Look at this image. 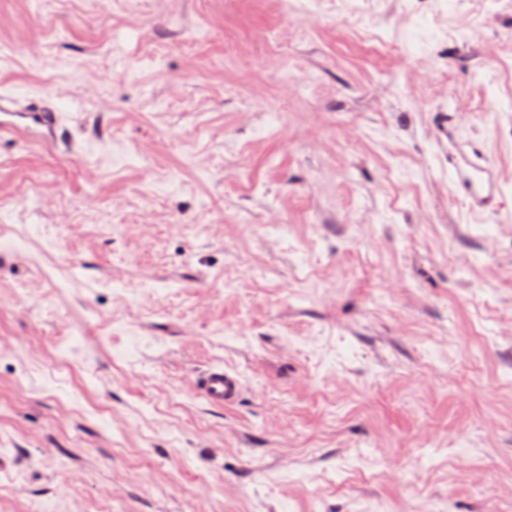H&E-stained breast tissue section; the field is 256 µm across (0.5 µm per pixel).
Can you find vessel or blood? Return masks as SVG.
I'll use <instances>...</instances> for the list:
<instances>
[{"mask_svg": "<svg viewBox=\"0 0 512 512\" xmlns=\"http://www.w3.org/2000/svg\"><path fill=\"white\" fill-rule=\"evenodd\" d=\"M11 138L28 144L67 151L69 136L58 105L51 97L34 96L20 100L0 91V139ZM448 173L453 191L473 214L496 213L504 206V194L492 167L479 149L458 147L448 155ZM196 390L214 409L236 404L243 390L239 372L215 365L197 379Z\"/></svg>", "mask_w": 512, "mask_h": 512, "instance_id": "1", "label": "vessel or blood"}]
</instances>
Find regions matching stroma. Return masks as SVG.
I'll return each instance as SVG.
<instances>
[{"label": "stroma", "instance_id": "stroma-1", "mask_svg": "<svg viewBox=\"0 0 512 512\" xmlns=\"http://www.w3.org/2000/svg\"><path fill=\"white\" fill-rule=\"evenodd\" d=\"M1 88L0 512H512V0H0ZM11 138L66 152L69 136L58 105L51 97L22 102L10 91H0V140ZM448 174L469 213H497L504 207L502 188L481 150L463 145L448 152ZM242 390L241 374L221 365L209 367L196 382V391L211 408L218 410L236 404Z\"/></svg>", "mask_w": 512, "mask_h": 512}]
</instances>
